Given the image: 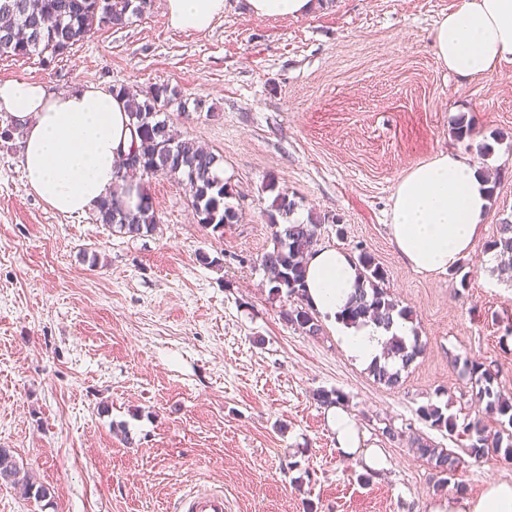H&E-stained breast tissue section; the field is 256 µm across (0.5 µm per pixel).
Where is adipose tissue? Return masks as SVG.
Masks as SVG:
<instances>
[{
  "instance_id": "obj_1",
  "label": "adipose tissue",
  "mask_w": 512,
  "mask_h": 512,
  "mask_svg": "<svg viewBox=\"0 0 512 512\" xmlns=\"http://www.w3.org/2000/svg\"><path fill=\"white\" fill-rule=\"evenodd\" d=\"M169 25L205 32L224 14V0H166ZM439 61L450 72L480 77L512 62V0H463L434 30ZM22 132L21 165L32 193L66 215L97 211L111 197L119 161L139 147L124 98L95 84L54 92L23 79L0 82V115ZM484 174L458 155L442 153L408 169L397 184L390 234L416 271H448L469 252L488 208ZM351 256L332 246L310 256L306 287L315 309L337 320L357 288ZM409 325L343 326L346 350L362 364L382 354L389 334ZM435 512H512V484L493 482L476 497L449 498Z\"/></svg>"
}]
</instances>
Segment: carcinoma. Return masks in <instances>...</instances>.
I'll return each mask as SVG.
<instances>
[{"instance_id":"1","label":"carcinoma","mask_w":512,"mask_h":512,"mask_svg":"<svg viewBox=\"0 0 512 512\" xmlns=\"http://www.w3.org/2000/svg\"><path fill=\"white\" fill-rule=\"evenodd\" d=\"M148 0H0V19L5 27L0 29V57L24 58L37 55L45 63L62 58L95 28L125 27L133 15L144 11ZM112 93L127 98L129 115L136 127L140 146L129 155L137 162L141 175L169 176L183 185L197 222L218 232L224 225L236 220L232 207L224 203L230 189L224 178L218 175L220 158L200 148L195 141L180 139L171 130L167 119L161 117L163 107L173 102L175 93L165 85L150 86L137 92L127 87L114 86ZM142 202L137 210L125 208L117 196L102 204L97 220L113 231L140 235L150 232L156 224L153 202L146 190H141ZM275 245L264 254L262 265L270 275L271 291H286L296 297L300 305L285 310L286 322L307 335L316 336L320 325L306 290V260L316 244L317 222H272ZM487 251L497 255L512 254V222L498 225L496 235L487 245ZM360 285L349 306L341 315L346 325H361L374 321L388 330L394 318L411 319V311L399 307L383 288L386 272L367 251L358 256ZM424 346L417 334L391 336L381 360L370 366L376 381L390 388L401 382L402 371L407 369L423 352ZM472 380V396L475 404L484 406L487 414L507 418L512 425V401L494 388L495 372L482 363L468 365ZM421 419L430 426L443 428L452 434L457 431L456 419L446 415L442 408L429 405L419 409ZM462 434L469 440L468 451L479 459L490 448H504L512 457V442L502 446V436L489 433L479 422L468 423ZM420 458L432 464L443 475L454 474L460 459L446 448H440L424 438L414 441ZM0 478L22 489L25 496L45 499L49 490L35 486L8 448L0 450Z\"/></svg>"}]
</instances>
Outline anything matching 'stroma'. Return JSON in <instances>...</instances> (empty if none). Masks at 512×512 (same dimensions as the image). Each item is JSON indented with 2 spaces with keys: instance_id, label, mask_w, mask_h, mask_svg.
I'll return each instance as SVG.
<instances>
[{
  "instance_id": "1",
  "label": "stroma",
  "mask_w": 512,
  "mask_h": 512,
  "mask_svg": "<svg viewBox=\"0 0 512 512\" xmlns=\"http://www.w3.org/2000/svg\"><path fill=\"white\" fill-rule=\"evenodd\" d=\"M461 2L314 0L299 17H258L225 0L197 33L150 0L53 63L0 59V81L55 91L174 88L169 123L221 156L238 216L220 232L198 224L181 185L157 175L143 180L154 231L115 233L48 209L25 184L19 140L0 141V448L50 491L28 499L0 481V512H174L198 485L222 488L225 512H434L458 487L512 484L503 453L474 459L465 436L418 414L433 404L500 430L471 401L468 361L512 398V281L485 249L512 215V62L477 79L439 62L432 33ZM442 152L497 183L470 253L426 274L389 224L404 172ZM280 192L294 219L318 220V246L371 253L412 310L424 351L400 387L376 382L328 318L316 336L284 321L295 301L261 266ZM318 389L344 395L359 455L337 448ZM418 437L455 452L458 472L441 478ZM368 452L385 468H368Z\"/></svg>"
}]
</instances>
